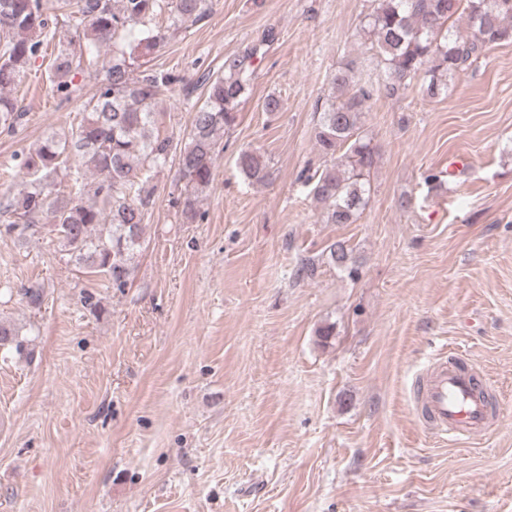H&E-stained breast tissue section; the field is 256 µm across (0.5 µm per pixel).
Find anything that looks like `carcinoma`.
<instances>
[{"mask_svg":"<svg viewBox=\"0 0 512 512\" xmlns=\"http://www.w3.org/2000/svg\"><path fill=\"white\" fill-rule=\"evenodd\" d=\"M363 31L383 57V92L389 97L416 86L434 98L452 79L473 66L488 50L512 43V0H374ZM210 0H76L62 23H49L42 0H0V133L20 124L19 86L33 60L54 45L52 92L70 97L72 76L93 63L101 48L112 47L104 76L83 104V116L65 137H46L16 157L29 180L8 197L0 213L7 228L31 229L42 223L55 234L68 261L87 274L102 275L122 290L128 285L142 248L144 220L153 205L150 183L170 158L178 156L186 195L179 202L184 224L203 219L199 195L210 185L213 162L224 133L237 121L248 94L261 46L246 47L224 60L221 73L206 76L205 98L194 108L184 146L153 134L155 103L175 82L172 74L141 68L139 58L155 51L166 32L148 28L168 14L167 29L203 20ZM463 16L462 31L451 20ZM138 75H133L134 71ZM351 64L336 70L333 95L325 102L315 134L324 167L305 177L313 197L326 207L331 224H352L367 204L368 177L375 148L362 135L359 115L372 97L371 85H350ZM236 165L250 181L267 176L266 162L251 149L239 152ZM73 170L75 179L94 176L95 202L85 205L55 188L54 176ZM339 268L349 267L344 242L329 248ZM0 348L24 350L18 330L0 322Z\"/></svg>","mask_w":512,"mask_h":512,"instance_id":"cac0c4a2","label":"carcinoma"}]
</instances>
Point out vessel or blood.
<instances>
[{
  "instance_id": "b4317fda",
  "label": "vessel or blood",
  "mask_w": 512,
  "mask_h": 512,
  "mask_svg": "<svg viewBox=\"0 0 512 512\" xmlns=\"http://www.w3.org/2000/svg\"><path fill=\"white\" fill-rule=\"evenodd\" d=\"M416 398L426 424L451 443L478 436L489 426L487 384L458 363L437 362L420 379Z\"/></svg>"
}]
</instances>
